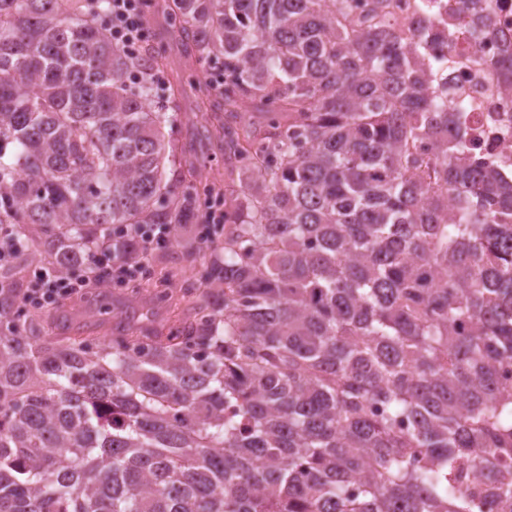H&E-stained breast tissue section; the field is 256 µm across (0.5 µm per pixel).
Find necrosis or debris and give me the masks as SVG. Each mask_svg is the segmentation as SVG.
Here are the masks:
<instances>
[{
	"label": "necrosis or debris",
	"instance_id": "obj_1",
	"mask_svg": "<svg viewBox=\"0 0 512 512\" xmlns=\"http://www.w3.org/2000/svg\"><path fill=\"white\" fill-rule=\"evenodd\" d=\"M402 26L416 29L429 90L462 113L471 168L512 181V87L500 64L512 56V0H389Z\"/></svg>",
	"mask_w": 512,
	"mask_h": 512
}]
</instances>
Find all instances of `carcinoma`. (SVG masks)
Listing matches in <instances>:
<instances>
[{
  "instance_id": "cac0c4a2",
  "label": "carcinoma",
  "mask_w": 512,
  "mask_h": 512,
  "mask_svg": "<svg viewBox=\"0 0 512 512\" xmlns=\"http://www.w3.org/2000/svg\"><path fill=\"white\" fill-rule=\"evenodd\" d=\"M351 2L172 0L187 64L223 69L197 89L224 247L202 288L130 283L159 326L43 321L0 290V512L512 503V184L466 163L414 34ZM108 9L0 0V225L62 275L108 228L182 235L214 191L183 174L175 85L156 100L164 41L127 53Z\"/></svg>"
}]
</instances>
